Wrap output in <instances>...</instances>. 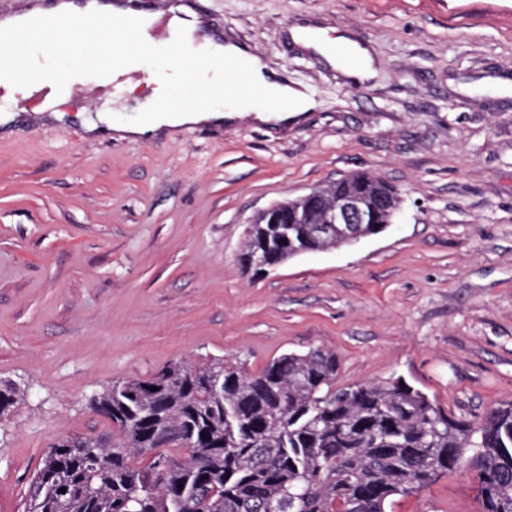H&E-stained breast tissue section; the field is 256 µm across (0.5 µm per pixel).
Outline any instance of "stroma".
<instances>
[{"instance_id": "obj_1", "label": "stroma", "mask_w": 512, "mask_h": 512, "mask_svg": "<svg viewBox=\"0 0 512 512\" xmlns=\"http://www.w3.org/2000/svg\"><path fill=\"white\" fill-rule=\"evenodd\" d=\"M314 102L276 125L243 117L158 135L91 137L132 123L169 63L45 96L0 129V380L27 388L0 419V512H22L58 438L106 433L88 396L190 356L336 353L337 385L402 378L470 421L512 402V0H186ZM294 27L366 46L363 80L292 41ZM367 172L402 204L382 233L245 271L262 210ZM453 471L393 512H479Z\"/></svg>"}]
</instances>
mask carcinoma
I'll return each mask as SVG.
<instances>
[{"label": "carcinoma", "mask_w": 512, "mask_h": 512, "mask_svg": "<svg viewBox=\"0 0 512 512\" xmlns=\"http://www.w3.org/2000/svg\"><path fill=\"white\" fill-rule=\"evenodd\" d=\"M356 194L386 229L401 198L388 182L354 174L327 185ZM269 224L248 227L241 262L254 252L294 255ZM336 353H284L260 373L240 359L185 358L147 378L92 393L112 443L59 438L32 475L23 512H387L466 468L480 512H512V404L480 421L459 419L397 378L336 386ZM25 388L0 381V418ZM65 492H60V489Z\"/></svg>", "instance_id": "carcinoma-1"}]
</instances>
